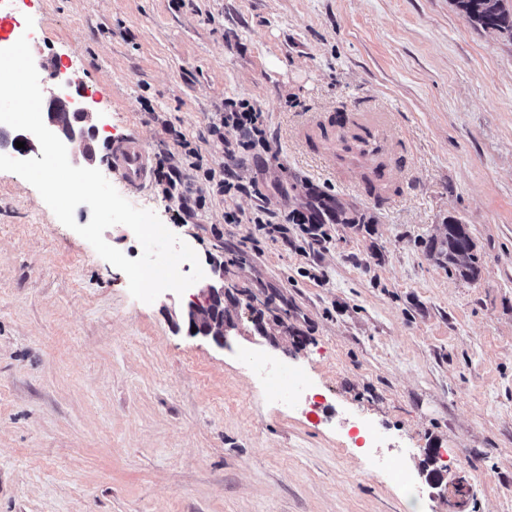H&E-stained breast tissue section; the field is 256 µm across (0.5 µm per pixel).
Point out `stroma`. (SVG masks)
<instances>
[{
	"mask_svg": "<svg viewBox=\"0 0 512 512\" xmlns=\"http://www.w3.org/2000/svg\"><path fill=\"white\" fill-rule=\"evenodd\" d=\"M52 72L94 94L92 165L134 134L152 157L202 158L179 194L117 184L197 253L191 292L134 299L126 275L0 171V512H512V35L454 0H24ZM264 116V163L229 161L210 128L225 99ZM382 109L399 169L378 200L364 171L321 168L303 115ZM232 166L261 194L217 193ZM346 224L313 250L250 224L306 210ZM202 200L180 223L182 200ZM240 213L228 224L224 214ZM468 225L481 274L427 247ZM225 346L187 332L214 266ZM276 295L277 305L262 301ZM303 373L295 412L243 367ZM380 430L367 453L357 422ZM390 461L407 481L393 480Z\"/></svg>",
	"mask_w": 512,
	"mask_h": 512,
	"instance_id": "stroma-1",
	"label": "stroma"
}]
</instances>
